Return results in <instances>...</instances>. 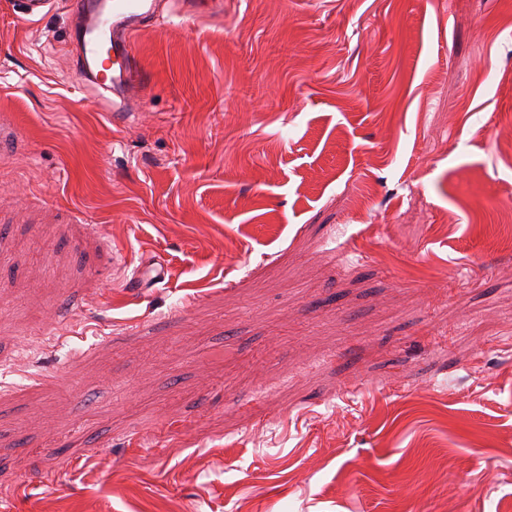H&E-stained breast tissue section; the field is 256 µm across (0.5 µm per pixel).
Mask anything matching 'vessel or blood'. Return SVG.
Here are the masks:
<instances>
[{
    "label": "vessel or blood",
    "instance_id": "vessel-or-blood-1",
    "mask_svg": "<svg viewBox=\"0 0 512 512\" xmlns=\"http://www.w3.org/2000/svg\"><path fill=\"white\" fill-rule=\"evenodd\" d=\"M181 15L219 16L223 0H179ZM73 24L68 42L78 55L79 83L113 94L145 84L136 53L144 26L157 24L159 0H64Z\"/></svg>",
    "mask_w": 512,
    "mask_h": 512
}]
</instances>
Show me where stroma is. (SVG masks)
Returning <instances> with one entry per match:
<instances>
[{
  "label": "stroma",
  "instance_id": "obj_1",
  "mask_svg": "<svg viewBox=\"0 0 512 512\" xmlns=\"http://www.w3.org/2000/svg\"><path fill=\"white\" fill-rule=\"evenodd\" d=\"M18 16L0 512H512V0L169 13L121 125Z\"/></svg>",
  "mask_w": 512,
  "mask_h": 512
}]
</instances>
